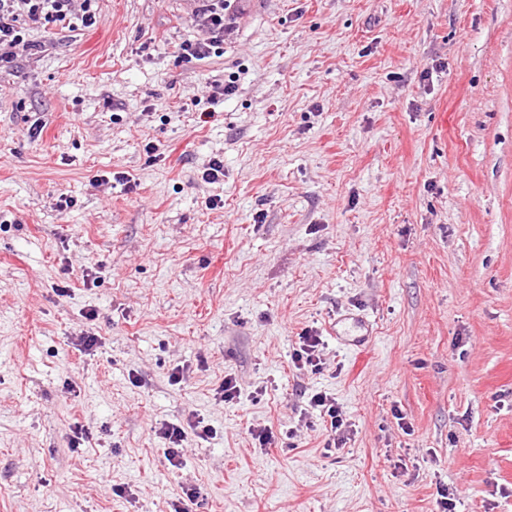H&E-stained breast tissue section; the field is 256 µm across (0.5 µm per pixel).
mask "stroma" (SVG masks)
<instances>
[{
  "mask_svg": "<svg viewBox=\"0 0 512 512\" xmlns=\"http://www.w3.org/2000/svg\"><path fill=\"white\" fill-rule=\"evenodd\" d=\"M196 6L0 69V512H512V0H239L202 60ZM299 336L298 348L295 349L292 360L298 371L316 373L322 368L323 361L319 346L320 336L312 330H306ZM309 406L319 412V416L326 423V431L329 433L330 444L334 447H341L344 442V431L342 427L345 425L343 411L336 403V398L323 392H316L309 399ZM158 438L165 440L167 448L165 449V457L167 461L174 467L182 464V447L183 442L187 438V431L181 423L166 422L158 429H154Z\"/></svg>",
  "mask_w": 512,
  "mask_h": 512,
  "instance_id": "obj_1",
  "label": "stroma"
}]
</instances>
